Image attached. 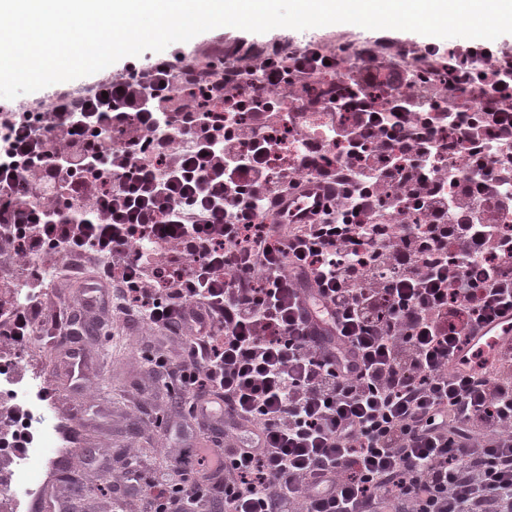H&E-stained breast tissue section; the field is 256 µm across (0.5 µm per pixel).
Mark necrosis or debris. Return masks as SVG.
Listing matches in <instances>:
<instances>
[{
    "instance_id": "obj_1",
    "label": "necrosis or debris",
    "mask_w": 512,
    "mask_h": 512,
    "mask_svg": "<svg viewBox=\"0 0 512 512\" xmlns=\"http://www.w3.org/2000/svg\"><path fill=\"white\" fill-rule=\"evenodd\" d=\"M7 413L19 416L25 440L23 447H8L9 429L0 425V461L7 463L6 470L0 471V512H20L24 499L38 489L35 463L59 458L70 447L49 403L43 377L33 370L19 374L0 356V416Z\"/></svg>"
}]
</instances>
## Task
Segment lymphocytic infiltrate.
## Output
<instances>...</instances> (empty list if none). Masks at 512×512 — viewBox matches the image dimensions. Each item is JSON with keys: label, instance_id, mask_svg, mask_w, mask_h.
Here are the masks:
<instances>
[{"label": "lymphocytic infiltrate", "instance_id": "obj_1", "mask_svg": "<svg viewBox=\"0 0 512 512\" xmlns=\"http://www.w3.org/2000/svg\"><path fill=\"white\" fill-rule=\"evenodd\" d=\"M430 53L219 36L0 104V336L79 284L224 432L131 472L151 512H512V349L452 366L512 311V49Z\"/></svg>", "mask_w": 512, "mask_h": 512}]
</instances>
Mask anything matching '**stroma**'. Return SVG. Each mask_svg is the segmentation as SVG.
<instances>
[{
    "label": "stroma",
    "instance_id": "1",
    "mask_svg": "<svg viewBox=\"0 0 512 512\" xmlns=\"http://www.w3.org/2000/svg\"><path fill=\"white\" fill-rule=\"evenodd\" d=\"M80 317L90 335L49 342L37 335L20 355L21 370L33 367L45 378L72 446L43 471L42 491L26 512H55L65 501L73 512H146L144 497L124 479L130 463L144 478H154L167 472L168 452L204 447L206 437L191 434L181 409L159 393L161 375L142 357L154 346L148 330L108 311ZM72 348L85 359L79 384L67 359Z\"/></svg>",
    "mask_w": 512,
    "mask_h": 512
}]
</instances>
